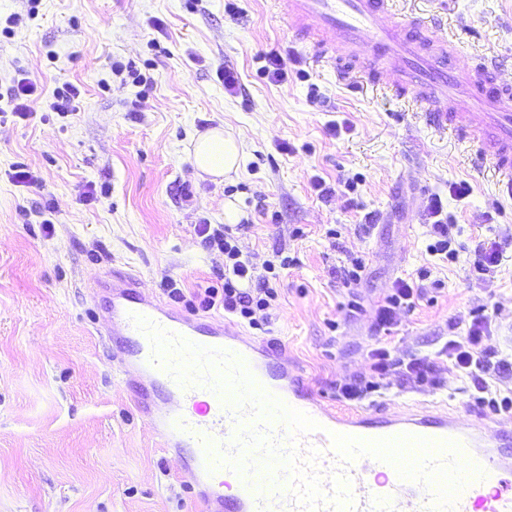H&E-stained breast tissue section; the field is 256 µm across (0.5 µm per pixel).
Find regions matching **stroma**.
Wrapping results in <instances>:
<instances>
[{
	"label": "stroma",
	"mask_w": 512,
	"mask_h": 512,
	"mask_svg": "<svg viewBox=\"0 0 512 512\" xmlns=\"http://www.w3.org/2000/svg\"><path fill=\"white\" fill-rule=\"evenodd\" d=\"M407 19L449 16L457 65L482 53L512 64V0H401ZM271 0H0V512H207L180 460L160 448L93 315L98 282L114 270L145 294L172 301L217 285L224 254L200 225L220 229L224 201L255 277L291 258L271 285L265 331L326 404L346 409L337 384L368 373L373 349L432 355L467 335L484 310L482 344L512 347V247L485 282L471 274L476 241L512 236V197L477 169L468 144L427 129L420 113L378 91L339 83L318 68ZM279 55L282 78L261 72ZM233 68L232 94L218 75ZM36 92L14 111L11 88ZM74 110H54L64 85ZM240 134L248 156L237 179L196 175L193 138L215 126ZM25 166L34 182L13 178ZM330 195H320L316 182ZM472 191L458 199L455 184ZM440 196L458 251L430 256L429 196ZM365 268L345 287L352 258ZM430 268L443 280L431 301L403 312L385 338L376 308L397 279ZM470 381L392 389L370 403L475 410Z\"/></svg>",
	"instance_id": "stroma-1"
}]
</instances>
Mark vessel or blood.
I'll list each match as a JSON object with an SVG mask.
<instances>
[{"instance_id": "b4317fda", "label": "vessel or blood", "mask_w": 512, "mask_h": 512, "mask_svg": "<svg viewBox=\"0 0 512 512\" xmlns=\"http://www.w3.org/2000/svg\"><path fill=\"white\" fill-rule=\"evenodd\" d=\"M341 81L361 66L393 75L427 124L469 141L512 195V83L506 63L462 70L437 20H405L394 0H274ZM106 336L136 378L137 410L178 456L209 512H512V428L433 404L344 413L298 369L223 321L152 301L137 277L106 285Z\"/></svg>"}]
</instances>
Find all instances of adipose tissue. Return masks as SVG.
<instances>
[{"label": "adipose tissue", "mask_w": 512, "mask_h": 512, "mask_svg": "<svg viewBox=\"0 0 512 512\" xmlns=\"http://www.w3.org/2000/svg\"><path fill=\"white\" fill-rule=\"evenodd\" d=\"M245 155L243 139L213 128L200 134L193 151V167L198 175L231 177L238 172Z\"/></svg>", "instance_id": "1"}]
</instances>
